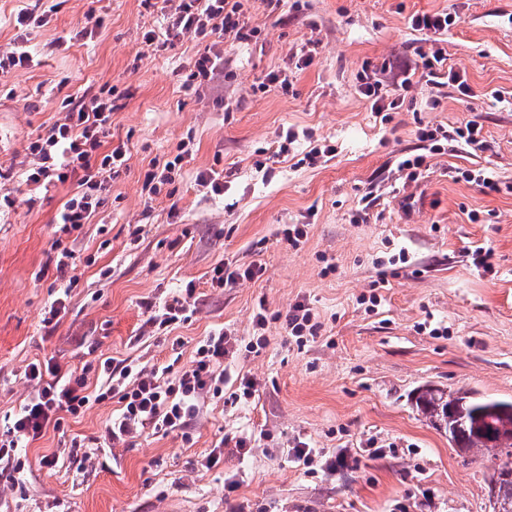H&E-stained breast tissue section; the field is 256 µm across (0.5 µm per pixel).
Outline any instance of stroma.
<instances>
[{
	"label": "stroma",
	"instance_id": "stroma-1",
	"mask_svg": "<svg viewBox=\"0 0 512 512\" xmlns=\"http://www.w3.org/2000/svg\"><path fill=\"white\" fill-rule=\"evenodd\" d=\"M258 31L246 44L225 40L224 74L211 86L183 80L204 46L186 40L146 47L141 33L160 29V7L141 0H64L54 20L33 33L37 64L0 80V167L18 165L29 139L58 119L66 96L103 84L120 99L112 141L129 160L102 205L72 240L80 280L67 315L44 325L54 277L42 274L53 219L72 184L28 191L0 213V421L31 388L22 376L35 359L82 367L86 350L106 357L168 363L173 337L183 357L210 332L235 331L234 371L255 378L250 402L206 400L188 437L144 436L107 448L97 464L73 458L55 467L42 457L66 438L99 439L116 400L26 448L22 487L0 479L12 512H491L493 465L461 457L447 435L415 409L418 387L475 390L512 399V0H247ZM102 17L95 43L71 41L88 11ZM459 11L443 36L447 63L464 70L475 92L461 101L451 87L416 84L390 120L358 93L364 65L384 68L386 85L421 70L426 35L417 12ZM315 43L312 63L290 55ZM288 70V91L267 85ZM508 92L506 101L493 91ZM440 96L430 110L425 102ZM476 121L487 146L428 156L418 182L406 185L398 159L419 152V124L448 129ZM331 141L328 161L304 163L306 145L276 154L284 128ZM189 142L192 156L159 194L142 190L152 163ZM224 172L223 195L196 176ZM458 168H483L504 189L455 180ZM367 209L366 222L354 215ZM305 225L299 243L284 231ZM489 252L486 265L475 248ZM263 265L259 279L209 287L218 262ZM193 283L196 311L174 335L138 337L141 304ZM311 309L320 328L297 345L280 314ZM265 305L266 344L247 351L252 316ZM247 439L248 453L225 454L206 470L198 461L223 437ZM355 460L336 476L291 462L298 442Z\"/></svg>",
	"mask_w": 512,
	"mask_h": 512
}]
</instances>
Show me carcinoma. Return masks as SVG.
Wrapping results in <instances>:
<instances>
[{
    "label": "carcinoma",
    "instance_id": "cac0c4a2",
    "mask_svg": "<svg viewBox=\"0 0 512 512\" xmlns=\"http://www.w3.org/2000/svg\"><path fill=\"white\" fill-rule=\"evenodd\" d=\"M415 406L433 426L448 434L458 455L487 454L498 460L488 477V487L495 488L492 512H512V434L492 442L499 428L512 427V400L426 385L418 390Z\"/></svg>",
    "mask_w": 512,
    "mask_h": 512
}]
</instances>
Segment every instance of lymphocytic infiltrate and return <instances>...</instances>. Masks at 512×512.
<instances>
[{
	"label": "lymphocytic infiltrate",
	"instance_id": "1",
	"mask_svg": "<svg viewBox=\"0 0 512 512\" xmlns=\"http://www.w3.org/2000/svg\"><path fill=\"white\" fill-rule=\"evenodd\" d=\"M166 28L142 33L146 45H167L184 39H204L216 33L236 42H247L257 34L243 20L242 0H163ZM57 6L22 9L13 19L15 35L0 47V77L34 65L29 47L31 31L49 25ZM460 19L458 13H417L410 20L413 30L428 33L431 48L422 53V78L433 86H451L465 98L473 97L464 71L447 66L440 37ZM411 77H403L395 89L383 90L371 74L360 76L359 92L369 100L376 114L401 109L413 88ZM112 90L99 88L65 99L61 117L43 135L31 139L25 148L27 162L22 170L26 185L42 188L71 182L75 191L63 203L54 222L57 235L51 245L55 280L59 295L45 307L43 323L60 321L67 313V300L78 284L74 274V252L65 236L80 231L102 203L108 182L119 175L127 162L124 145L111 142ZM416 136L425 153H409L397 164L404 183L416 182L422 174L427 154H441L448 141L481 149L486 145L482 127L470 121L448 130L441 126H418ZM194 284L170 293L164 300L144 302L145 335L174 329L188 320L195 307ZM238 338L230 330L218 329L200 339L189 359L180 367L145 366L134 359H105L98 365L96 384H89L85 370L62 366L55 360H33L24 368V378L32 390L6 430L0 432V478L21 485L27 460L23 448L41 439L49 426L60 425L63 416H83L94 405L114 399L120 409L107 425V445H131L146 434L185 433L198 417L205 401L224 395L231 378L224 360L233 353Z\"/></svg>",
	"mask_w": 512,
	"mask_h": 512
}]
</instances>
